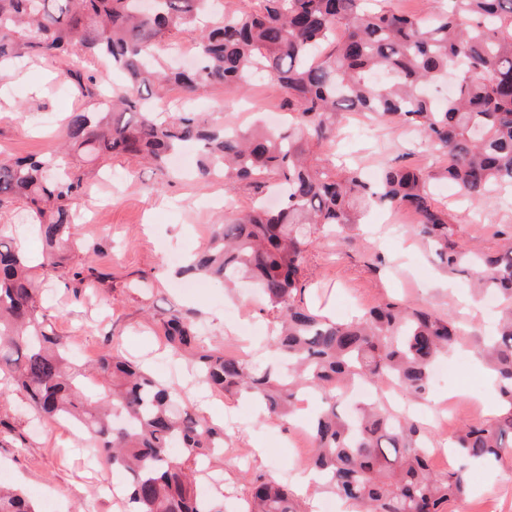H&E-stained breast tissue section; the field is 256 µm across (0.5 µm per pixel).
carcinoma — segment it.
I'll use <instances>...</instances> for the list:
<instances>
[{"label":"carcinoma","mask_w":512,"mask_h":512,"mask_svg":"<svg viewBox=\"0 0 512 512\" xmlns=\"http://www.w3.org/2000/svg\"><path fill=\"white\" fill-rule=\"evenodd\" d=\"M214 0H0V78L21 58L56 64L60 84L89 99L68 114L49 155L0 158V209L20 205L42 239L32 266L0 226V372H9L28 405L50 421H69L89 436L109 467L129 476L125 512H223L198 494L199 468L224 453V427L190 410L182 393L119 351L107 348L90 370L49 332L40 285L53 277L78 285L97 269L63 265L80 215L74 201L92 170L112 157L158 166L198 148L201 182L253 191L252 207L213 225L207 246L184 272L231 288L252 282L272 319L267 340L281 367L206 343L178 310L155 319L176 354L193 358L197 383L252 396L270 416L290 418L304 395H321L310 424L308 466L323 488L357 512H449L466 493L468 468L512 452V231L495 252L464 248L452 216L431 184L444 178L474 204L512 188V0H445L435 15L401 12L388 0H260L252 14H224ZM190 35L187 69L165 66L158 45ZM456 69L448 97L429 86ZM265 72L284 92L283 127L229 128L218 115H166L157 102L169 86L245 87ZM378 124H405L446 160L440 172L397 158L372 181L359 169L312 158L329 143L344 113ZM415 215L409 233L443 269L465 274L477 290L509 302L496 336L480 354L492 368L501 413L465 424L449 438L457 468L436 472L433 448L417 415L398 413L383 396L393 381L411 400L431 390V371L465 335L457 320L410 303L384 300L351 320H334L307 302L304 259L325 230L347 234L373 208ZM94 380L100 391L85 392ZM357 382L376 389L345 406ZM15 435L0 403V443ZM180 453H170L172 444ZM251 512H304L288 486L247 474ZM0 512H38L19 488L0 483Z\"/></svg>","instance_id":"obj_1"}]
</instances>
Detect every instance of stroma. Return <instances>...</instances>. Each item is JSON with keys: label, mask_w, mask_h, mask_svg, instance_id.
Wrapping results in <instances>:
<instances>
[{"label": "stroma", "mask_w": 512, "mask_h": 512, "mask_svg": "<svg viewBox=\"0 0 512 512\" xmlns=\"http://www.w3.org/2000/svg\"><path fill=\"white\" fill-rule=\"evenodd\" d=\"M229 99L224 121L246 127L256 114L281 113L283 92L272 78L251 81L247 88L201 87L194 95L172 88L162 109L178 112L191 108L212 112L220 99ZM75 93L61 90L52 64L28 60L0 81V153L11 156L47 152L58 132V121L80 106ZM409 155L412 164L435 170L443 160L421 144L410 128L365 126L349 117L336 140L339 160L364 170H379L388 160ZM106 169L119 174V182L93 181L78 201L86 215L77 228V244L68 253L69 264L88 263L111 274L110 285L85 282L80 297H73L63 279L46 281L42 297L53 332L66 339L77 360H95L106 346L118 347L154 374L185 386L194 409L210 403L223 406L225 448L211 457L208 467L224 488V512H247L244 473H294L307 459L296 443H309L308 421L321 405L320 395L302 406L292 422L259 413L251 400L211 393L191 385L184 363L173 356L149 315L176 309L194 313L210 340L253 355L262 365L272 355L250 334L265 330L261 297L249 288L228 291L209 285L182 291L177 259L204 248L216 219L231 217L249 207L253 193L245 188L226 192L223 182L201 184L191 175L138 164L123 158L109 160ZM438 207L456 216L455 236L466 247L496 248L497 231L512 228V194H492L479 209H469L456 188L438 183ZM368 229L351 232L347 242L317 235L306 254L305 274L315 305L339 319L355 309L382 300L412 302L456 317L466 330L451 354L454 367L447 381L434 387L420 405L424 428L436 445L446 443L460 424L473 416L493 417L500 409L493 373L477 356L479 342L495 319L485 305L469 309L470 291L465 278L441 270L425 245L410 236L413 214L400 209L377 208L367 217ZM381 257L378 268L368 261ZM164 272L158 289L143 294L124 288L127 276L139 272ZM7 404L16 408L15 426L25 438L23 447L0 444V467L38 506L53 503L56 512H123L117 495L126 486V473L105 466L91 456L64 423L35 426L24 412L25 399L10 392ZM468 494L456 512H512V456L492 470L468 471Z\"/></svg>", "instance_id": "1"}]
</instances>
